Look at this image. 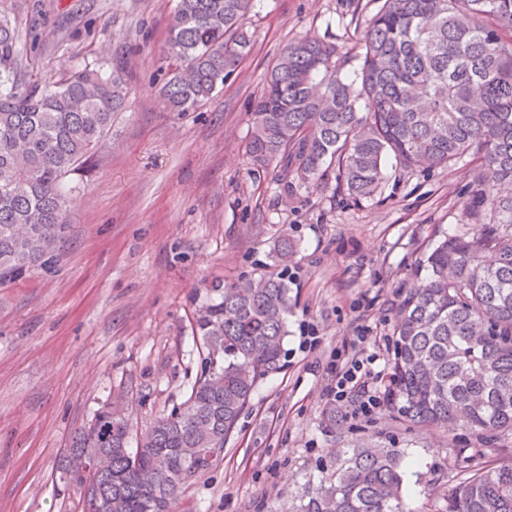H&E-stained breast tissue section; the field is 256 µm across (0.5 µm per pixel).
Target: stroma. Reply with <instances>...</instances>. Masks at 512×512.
Wrapping results in <instances>:
<instances>
[{
  "mask_svg": "<svg viewBox=\"0 0 512 512\" xmlns=\"http://www.w3.org/2000/svg\"><path fill=\"white\" fill-rule=\"evenodd\" d=\"M175 4L0 0L22 81L128 66L123 111L64 182L70 229L51 270L0 287V512H80L62 471L74 434L109 403L136 440L182 403L202 370L193 323L210 286L273 271L284 236L297 245L284 367L257 385L176 512H288L346 448L400 450L405 512H443L454 449L490 459L492 444L460 423L409 425L387 406L329 423L324 366L364 326L377 386L388 385L398 296L422 283L428 243L470 232L477 163L411 170L391 160L380 192L359 200L332 178L255 167L246 144L270 64L304 38L358 57L378 0H255L249 56L192 112L168 111L160 93Z\"/></svg>",
  "mask_w": 512,
  "mask_h": 512,
  "instance_id": "obj_1",
  "label": "stroma"
}]
</instances>
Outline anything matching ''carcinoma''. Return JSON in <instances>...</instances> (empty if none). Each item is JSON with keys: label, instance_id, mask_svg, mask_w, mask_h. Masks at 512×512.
I'll return each mask as SVG.
<instances>
[{"label": "carcinoma", "instance_id": "obj_1", "mask_svg": "<svg viewBox=\"0 0 512 512\" xmlns=\"http://www.w3.org/2000/svg\"><path fill=\"white\" fill-rule=\"evenodd\" d=\"M254 0H177L167 37L166 106L189 112L224 87L251 50ZM361 64L336 45H286L254 106L253 165L375 195L392 156L407 168L469 156L482 172L470 189L472 232L433 244L419 288L399 295L390 405L408 422L512 433V0H383L364 34ZM18 35L0 19V286L50 270L67 228L63 178L112 127L126 101L123 69L87 66L42 86L19 78ZM494 254L487 263L483 254ZM295 243L274 248L288 267ZM196 313L204 369L186 400L127 448L130 426L102 405L74 438L64 471L91 483L100 512H173L183 485L210 470L203 449L224 447L257 383L281 369L290 287L283 272L218 284ZM97 449L112 473L85 480L73 457ZM169 457L156 472L154 457ZM334 474L305 488L300 512H403L397 452L352 448ZM445 512H512V447L467 470Z\"/></svg>", "mask_w": 512, "mask_h": 512}]
</instances>
